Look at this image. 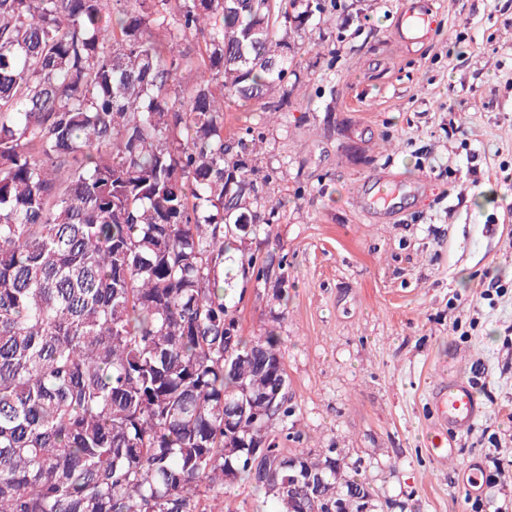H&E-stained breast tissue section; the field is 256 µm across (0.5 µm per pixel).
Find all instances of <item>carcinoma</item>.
<instances>
[{"label":"carcinoma","instance_id":"1","mask_svg":"<svg viewBox=\"0 0 512 512\" xmlns=\"http://www.w3.org/2000/svg\"><path fill=\"white\" fill-rule=\"evenodd\" d=\"M316 11L0 0V512H218L237 481L289 512L273 486L302 470L306 512L336 501L332 456L224 430V403L288 379L275 329L248 341L225 304L230 249L268 279L242 243L275 208H254L224 99L288 85V30Z\"/></svg>","mask_w":512,"mask_h":512}]
</instances>
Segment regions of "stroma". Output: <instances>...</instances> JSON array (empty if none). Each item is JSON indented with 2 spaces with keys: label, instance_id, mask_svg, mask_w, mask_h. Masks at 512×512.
<instances>
[{
  "label": "stroma",
  "instance_id": "1",
  "mask_svg": "<svg viewBox=\"0 0 512 512\" xmlns=\"http://www.w3.org/2000/svg\"><path fill=\"white\" fill-rule=\"evenodd\" d=\"M288 104L224 101L259 204L285 205L230 282L251 340L276 329L285 453L332 454L367 512H512V7L325 0L289 32ZM464 377L483 412L452 457L434 393Z\"/></svg>",
  "mask_w": 512,
  "mask_h": 512
}]
</instances>
